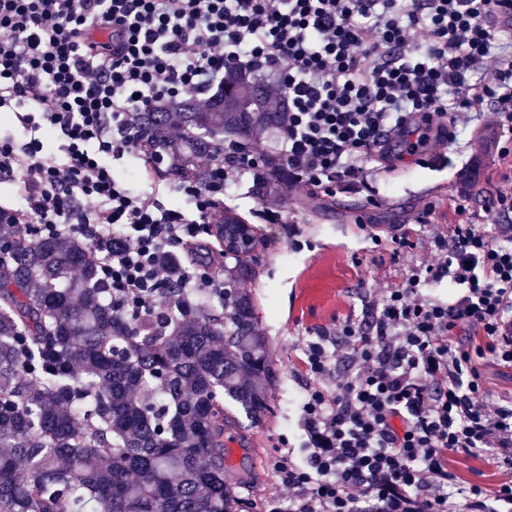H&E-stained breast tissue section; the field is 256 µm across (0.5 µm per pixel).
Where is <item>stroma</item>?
Wrapping results in <instances>:
<instances>
[{
	"label": "stroma",
	"mask_w": 512,
	"mask_h": 512,
	"mask_svg": "<svg viewBox=\"0 0 512 512\" xmlns=\"http://www.w3.org/2000/svg\"><path fill=\"white\" fill-rule=\"evenodd\" d=\"M477 132L474 123L460 131L446 148L448 162L439 168L408 157L392 174H378L372 185L385 199L382 206L369 205L362 192L341 193L315 206L289 196L283 187L279 196L289 223L256 224L260 241L253 273L239 285L256 302L275 382L266 419L254 425L240 418L232 435L240 444L238 468L252 474L237 492L253 502L256 512H263L266 499L279 490L272 458L283 453L297 461L303 457L299 398L310 383L300 364L304 346L318 334L335 333L343 321H362L373 289L400 285L408 268L424 258L420 248L392 258L386 240L419 234L414 218L425 203H435L441 223L454 221L451 200ZM373 233L383 245L373 246ZM449 464L463 485L478 483L491 491L512 479V472L482 457L458 454Z\"/></svg>",
	"instance_id": "35a3bbf8"
}]
</instances>
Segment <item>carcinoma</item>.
Returning <instances> with one entry per match:
<instances>
[{"mask_svg":"<svg viewBox=\"0 0 512 512\" xmlns=\"http://www.w3.org/2000/svg\"><path fill=\"white\" fill-rule=\"evenodd\" d=\"M282 115L256 78L230 71L207 109L165 102L137 114L136 132L167 159L163 175L203 183L198 156ZM223 224L242 237L224 257L251 272L253 227L231 211ZM0 241V512H251L224 444L235 424L224 400L254 423L271 409L251 295L224 293L222 317L187 301L163 335L114 311L89 246L20 224H0Z\"/></svg>","mask_w":512,"mask_h":512,"instance_id":"obj_1","label":"carcinoma"}]
</instances>
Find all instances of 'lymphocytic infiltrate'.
I'll use <instances>...</instances> for the list:
<instances>
[{
  "mask_svg": "<svg viewBox=\"0 0 512 512\" xmlns=\"http://www.w3.org/2000/svg\"><path fill=\"white\" fill-rule=\"evenodd\" d=\"M493 3L0 0V113L18 128L0 135L12 188L0 222L88 240L114 307L137 323L171 324L188 297L223 300L209 240L228 181L284 182L320 204L366 182L384 132L411 157L474 115L492 133L499 231L477 224L469 189L446 228L426 203L415 221L428 260L375 294L367 322L336 327L351 372L339 375L327 337L306 344L305 454L274 458L285 492L267 512H512V481L461 487L448 463L488 454L512 469V400L491 401L477 365L512 367V27ZM231 68L265 74L286 100L276 148L259 136L198 157L209 179L181 183L186 211L160 202L151 166L132 186L113 163L141 152L136 115L182 97L207 109ZM173 281L181 295L158 311ZM442 284L447 299L427 295Z\"/></svg>",
  "mask_w": 512,
  "mask_h": 512,
  "instance_id": "1",
  "label": "lymphocytic infiltrate"
}]
</instances>
